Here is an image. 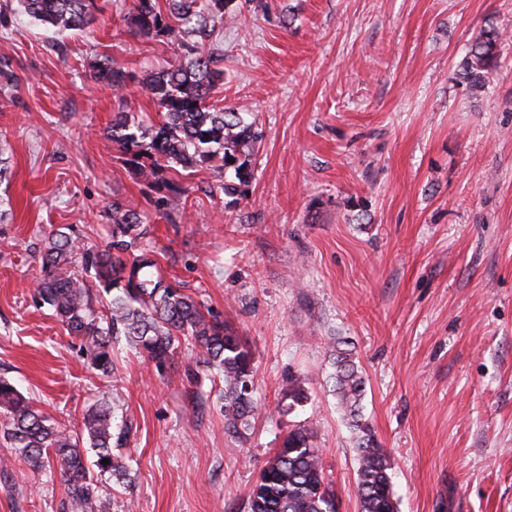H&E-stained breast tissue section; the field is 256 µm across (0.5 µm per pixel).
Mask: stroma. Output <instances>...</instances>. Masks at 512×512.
<instances>
[{
    "label": "stroma",
    "mask_w": 512,
    "mask_h": 512,
    "mask_svg": "<svg viewBox=\"0 0 512 512\" xmlns=\"http://www.w3.org/2000/svg\"><path fill=\"white\" fill-rule=\"evenodd\" d=\"M97 2L91 28L61 35L0 0V376L73 431L120 394L133 471L103 484L112 512H248L292 424L313 427L338 512H359L330 348L345 339L399 512H512V44L491 92L457 79L481 31L512 33V0H251L208 42L220 97L261 133L249 198L225 208L218 173L189 174L174 224L106 129L118 112L159 121L143 80L178 46L129 32L133 0ZM107 61L130 73L123 92L91 80ZM115 198L151 224L171 283L248 343L246 444L225 433L198 348L160 374L119 344L105 376L34 301L45 234L103 247ZM64 498L58 465L31 473L0 438V512H63Z\"/></svg>",
    "instance_id": "35a3bbf8"
}]
</instances>
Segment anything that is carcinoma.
Returning <instances> with one entry per match:
<instances>
[{
  "instance_id": "cac0c4a2",
  "label": "carcinoma",
  "mask_w": 512,
  "mask_h": 512,
  "mask_svg": "<svg viewBox=\"0 0 512 512\" xmlns=\"http://www.w3.org/2000/svg\"><path fill=\"white\" fill-rule=\"evenodd\" d=\"M234 0H135L130 32L178 41L180 58L147 75L162 121L146 127L120 112L106 129L123 162L160 197L158 202L179 214L188 193L171 181L180 171L214 168L224 173L225 205L239 206L249 198L257 171L256 123L243 113L218 104L215 90L224 72L217 60L196 41L210 26L233 22L241 10ZM34 21L66 33L94 22L97 0H22ZM505 43L491 26L469 45L459 65V83L471 96L494 84ZM130 75L116 64H99L91 73L96 83L119 93ZM112 223L104 248L87 247L56 229L44 238L41 274L35 299L48 305L69 335L80 339L91 364L103 375L113 370L114 337L154 364L157 371L172 365L181 340L201 349L202 366L224 383V426L234 438L247 440L256 406L252 397L254 359L246 342L223 321L202 309L201 303L174 287L160 273L153 251L142 246L148 229L136 211L114 200L107 208ZM338 406L351 430L358 461L359 512H397L390 475L391 462L362 415L365 384L353 353L333 349ZM0 409L6 419L0 431L33 472L45 469L50 456L60 466L64 492L77 512H109L110 502L100 484L131 474L124 452L131 427L114 423L112 400L88 408L81 432H72L43 414L9 380L0 377ZM314 431L297 425L261 467L249 495L250 512H336V494L325 482L321 450ZM108 463H102V460Z\"/></svg>"
}]
</instances>
